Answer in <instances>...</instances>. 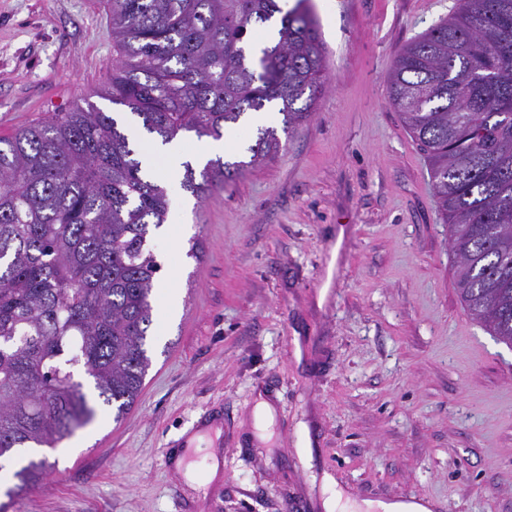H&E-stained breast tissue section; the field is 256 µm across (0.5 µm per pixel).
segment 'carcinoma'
<instances>
[{"label": "carcinoma", "mask_w": 512, "mask_h": 512, "mask_svg": "<svg viewBox=\"0 0 512 512\" xmlns=\"http://www.w3.org/2000/svg\"><path fill=\"white\" fill-rule=\"evenodd\" d=\"M115 55L100 94L168 144L220 140L269 108L248 162L183 163L198 199L281 149L324 89V47L303 0H106ZM389 97L427 156L465 308L512 346V0H462L404 45ZM130 129L92 104L0 139V459L50 448L95 415L74 380L121 417L151 366L146 339L161 265L152 230L169 215ZM45 461L13 473V496Z\"/></svg>", "instance_id": "1"}]
</instances>
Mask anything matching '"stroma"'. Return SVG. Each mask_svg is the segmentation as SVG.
<instances>
[{
	"instance_id": "35a3bbf8",
	"label": "stroma",
	"mask_w": 512,
	"mask_h": 512,
	"mask_svg": "<svg viewBox=\"0 0 512 512\" xmlns=\"http://www.w3.org/2000/svg\"><path fill=\"white\" fill-rule=\"evenodd\" d=\"M460 0H308L326 87L281 150L247 148L277 112L231 130L240 175L170 194L150 245L152 366L124 417L46 451L56 474L7 512H352L412 495L446 512H512V347L462 305L428 162L389 98L400 48ZM104 0H0V137L98 97L112 65ZM197 256H189L190 246ZM277 409L269 443L253 405ZM217 421L205 492L174 459ZM334 479L324 485V476ZM210 461L211 462L208 464L206 472L203 476H199L190 466L185 467L184 474L186 480L193 490L198 491L205 487L219 474L221 467L220 461H218V459L213 455L210 456Z\"/></svg>"
}]
</instances>
